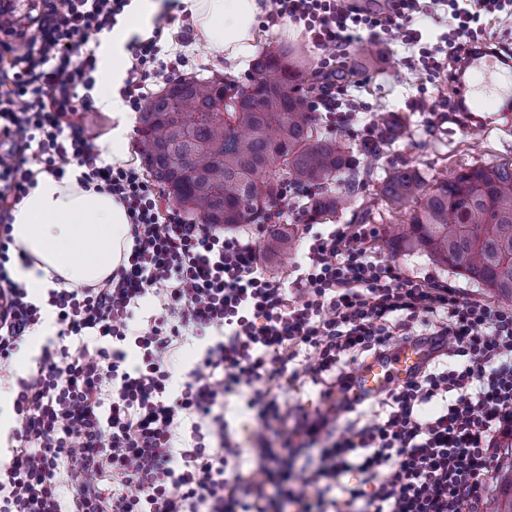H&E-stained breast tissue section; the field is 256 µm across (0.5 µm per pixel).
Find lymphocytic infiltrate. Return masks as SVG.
<instances>
[{"label":"lymphocytic infiltrate","instance_id":"1","mask_svg":"<svg viewBox=\"0 0 512 512\" xmlns=\"http://www.w3.org/2000/svg\"><path fill=\"white\" fill-rule=\"evenodd\" d=\"M32 17L0 2V364L7 363L53 308L56 341L17 379L11 459L0 466V512H477L501 438L512 434V310L466 297L430 278L402 275L368 246L371 225L308 232L297 276L271 275L261 260L266 225L223 226L187 219L132 164L100 161L82 124L90 105L101 33L130 0H33ZM273 0L269 22L303 24L313 46L331 49L311 100L334 134L361 145L377 119L336 80L337 54L380 39L401 43L407 64L459 76L469 59L512 50L488 32L512 0H431L452 19L448 49L414 29L421 0ZM121 99L142 109L151 78L183 72V55L161 58L157 37L132 40ZM81 169L125 207L133 246L126 264L96 288L29 298L8 271L12 211L44 172ZM154 312L132 335L143 300ZM217 333L179 395L170 364L187 337ZM99 337L88 348L83 339ZM444 339L448 350L388 391L383 415L360 425L352 364L389 350L395 338ZM133 340L128 356L120 344ZM325 383L326 407L287 421L267 380ZM238 395L279 449L259 447L242 473V448L225 432L224 397ZM343 425L318 464L292 473L297 452ZM183 436V447L173 440ZM357 471V485L341 476ZM70 497H63V488Z\"/></svg>","mask_w":512,"mask_h":512}]
</instances>
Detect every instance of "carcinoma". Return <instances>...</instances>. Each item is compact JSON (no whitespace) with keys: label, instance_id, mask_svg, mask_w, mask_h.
I'll use <instances>...</instances> for the list:
<instances>
[{"label":"carcinoma","instance_id":"carcinoma-1","mask_svg":"<svg viewBox=\"0 0 512 512\" xmlns=\"http://www.w3.org/2000/svg\"><path fill=\"white\" fill-rule=\"evenodd\" d=\"M311 63L268 45L251 63L247 84L220 76L180 78L140 113V153L148 174L188 215L233 230L252 224L289 181L308 187L304 213L319 224L344 211L360 177L351 144L322 132L304 93ZM348 179L347 191L333 188ZM391 209L411 204L397 247L429 256L499 297L512 299V161L475 165L427 186L410 166L392 168L380 183ZM295 237L270 230L264 254H289ZM500 496L493 512H512V455L500 459Z\"/></svg>","mask_w":512,"mask_h":512}]
</instances>
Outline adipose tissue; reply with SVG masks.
Wrapping results in <instances>:
<instances>
[{
	"label": "adipose tissue",
	"instance_id": "ef3b65f1",
	"mask_svg": "<svg viewBox=\"0 0 512 512\" xmlns=\"http://www.w3.org/2000/svg\"><path fill=\"white\" fill-rule=\"evenodd\" d=\"M179 9L211 54L233 63L250 49L264 7L260 0H180ZM129 37V29L119 25L100 37L102 62L112 68L113 89L103 92L102 100L111 104L117 121L109 146L116 164L128 159L132 129L131 115L116 93L125 76ZM78 174L74 167L60 180L37 175L13 212V247L33 260L19 276L34 299L60 284H104L128 259L132 239L124 206L108 193L79 186Z\"/></svg>",
	"mask_w": 512,
	"mask_h": 512
}]
</instances>
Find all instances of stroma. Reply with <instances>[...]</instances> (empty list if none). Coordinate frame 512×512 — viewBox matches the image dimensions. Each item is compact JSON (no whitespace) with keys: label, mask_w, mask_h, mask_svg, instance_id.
Wrapping results in <instances>:
<instances>
[{"label":"stroma","mask_w":512,"mask_h":512,"mask_svg":"<svg viewBox=\"0 0 512 512\" xmlns=\"http://www.w3.org/2000/svg\"><path fill=\"white\" fill-rule=\"evenodd\" d=\"M163 26L160 46L163 53L185 54L189 59L187 73L207 78L220 75L240 83L246 82L249 67L234 68L228 62L213 58L208 48L200 44L193 28L180 15L174 0H167L156 17ZM271 43L287 44L304 52L312 62H320L324 50L308 42L302 26L288 19L276 25L260 27L254 44L263 47ZM387 66L368 69L369 81L359 97L367 111L393 113L402 117L405 130L400 138L388 141L375 164L373 180L357 189L343 213L334 217L335 225L356 223L360 213H369L378 229L375 250L380 257L391 259L408 276H431L436 281L458 289L467 296L500 305L501 300L479 288L466 277L438 266L428 257L391 248L390 232L397 222L395 212L380 201L377 190L392 167H413L426 183H434L453 171H462L475 164H496L512 160V112L495 111L485 115L483 123L469 127L457 108L455 85L447 73L436 76L408 68L406 52L400 46L384 49ZM225 421L232 437L245 448L242 469L253 465L250 451L259 422L254 412L246 410L239 396L227 398Z\"/></svg>","instance_id":"35a3bbf8"}]
</instances>
